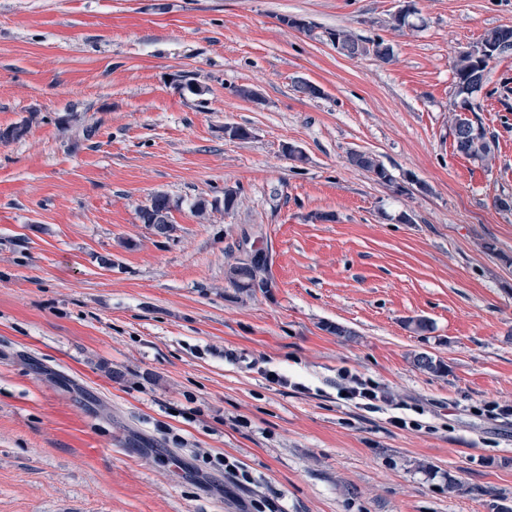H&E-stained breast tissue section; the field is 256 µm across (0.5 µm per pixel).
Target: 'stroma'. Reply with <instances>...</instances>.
I'll use <instances>...</instances> for the list:
<instances>
[{"instance_id": "obj_1", "label": "stroma", "mask_w": 512, "mask_h": 512, "mask_svg": "<svg viewBox=\"0 0 512 512\" xmlns=\"http://www.w3.org/2000/svg\"><path fill=\"white\" fill-rule=\"evenodd\" d=\"M500 26L512 0H0V129L27 127L0 141V512H512V419L480 412L512 404V56L470 115L493 159L449 121ZM257 250L271 287L232 288ZM343 369L420 429L338 400ZM504 37H506L505 28L499 27L487 31L482 36L480 41L483 40L486 44L493 45L499 43ZM480 41L476 45H473L467 50L471 52L479 60L478 69L471 75L469 82L468 77L476 69V60L469 52L464 51L457 56L454 62L455 78L457 79L455 84V96L456 98L459 99V102L454 103L455 108H457L459 104L460 108L462 109V98L465 97L470 100V98L472 97L474 92L470 88H468V84H470V86H477L484 76L485 66L487 64H490L498 56H500L501 54L510 49V42L507 39L502 41L499 48H497L495 45H486L485 43H481ZM487 72L488 69L484 76L483 85L486 81ZM451 129L454 131L456 128L461 127L467 123L470 125V130L466 134H461L453 142V148L457 154L468 158L481 161L489 160L492 155V146L486 137V132L481 125H474L466 117L460 115H453ZM348 162L351 166L373 174L382 183H390L391 175L379 160L367 152H351L348 155ZM172 209L170 197L166 193L158 192L138 208V217L142 224H148L159 232H166L172 227Z\"/></svg>"}]
</instances>
